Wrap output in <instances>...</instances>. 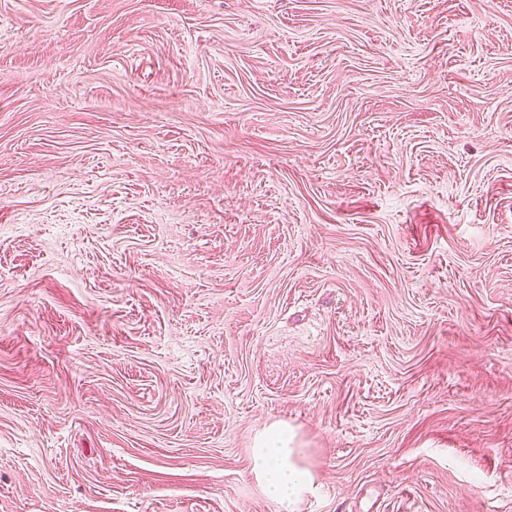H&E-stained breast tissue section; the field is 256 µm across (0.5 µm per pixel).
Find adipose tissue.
Segmentation results:
<instances>
[{
  "instance_id": "adipose-tissue-1",
  "label": "adipose tissue",
  "mask_w": 512,
  "mask_h": 512,
  "mask_svg": "<svg viewBox=\"0 0 512 512\" xmlns=\"http://www.w3.org/2000/svg\"><path fill=\"white\" fill-rule=\"evenodd\" d=\"M252 470L279 506V512H297L311 490L314 474L308 466L293 427L276 422L260 433L251 450Z\"/></svg>"
}]
</instances>
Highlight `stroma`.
I'll list each match as a JSON object with an SVG mask.
<instances>
[{
    "label": "stroma",
    "instance_id": "stroma-1",
    "mask_svg": "<svg viewBox=\"0 0 512 512\" xmlns=\"http://www.w3.org/2000/svg\"><path fill=\"white\" fill-rule=\"evenodd\" d=\"M512 512V0H0V512ZM252 471L280 512H297L311 490L314 473L305 461L293 427L276 422L260 433L251 448Z\"/></svg>",
    "mask_w": 512,
    "mask_h": 512
}]
</instances>
